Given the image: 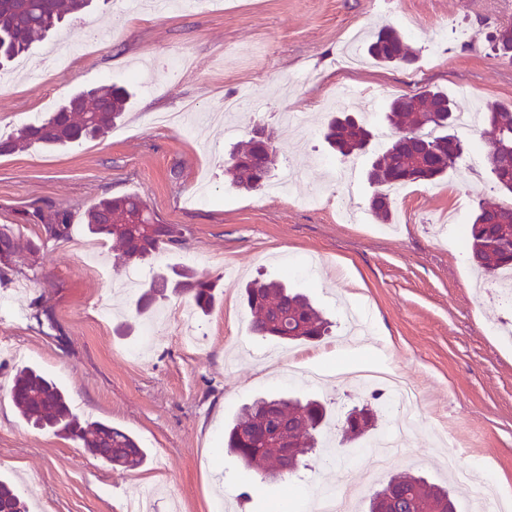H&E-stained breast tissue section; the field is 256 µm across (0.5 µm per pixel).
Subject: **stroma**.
<instances>
[{
  "mask_svg": "<svg viewBox=\"0 0 512 512\" xmlns=\"http://www.w3.org/2000/svg\"><path fill=\"white\" fill-rule=\"evenodd\" d=\"M510 22L512 0H228L221 11L162 13L126 12L107 0L37 43L22 71L0 74V136L83 90L114 84L132 94L122 123L105 137L0 155V225H12L19 244L41 235L18 223L20 212L53 204L74 214L69 240L43 248L35 274L0 276L17 302L0 308V343L17 350L0 357V479L30 512H129L147 489L151 512H217L223 502L229 512H311L321 491L369 483L368 443L314 457L271 489L226 452L224 428L254 398L284 396L323 400L335 414L369 406L388 432L395 411L386 394L351 380L349 370L360 367L391 368L419 392L423 421L402 441L392 472L444 482L451 453L460 470L512 491V336L495 330L512 320V298L476 299L479 277L463 242L478 200L497 194L477 151L480 134L458 131L464 154L456 167L436 183L408 186L393 202V223L372 216L366 178L391 138L386 112L394 98L430 87L464 112L512 104V62L489 42ZM384 24L418 50L414 66L337 65L353 33ZM93 29L109 30L108 40L73 53ZM182 56L192 67L176 75L164 68ZM347 87L356 100L338 104ZM227 97L241 106L224 129L205 116ZM190 104L196 110L185 126L151 122ZM339 110L358 114L373 132L367 153L346 160L325 144L324 118ZM286 111L298 113L304 134L283 129ZM255 122L281 132L275 177L300 170L299 194L328 190L324 204L229 184L224 157ZM127 193L187 230L161 268L219 280L213 309L193 316L200 349L169 323L140 358L130 357L145 324L132 309L149 266L119 265L112 241L103 243L98 268L79 256L77 242L91 238L89 207ZM254 278L309 295L333 322L330 336L287 345L251 335L242 288ZM25 365L61 387L79 415L132 435L146 463L110 467L81 442L27 425L9 395ZM315 365L333 372L332 381H308L304 372Z\"/></svg>",
  "mask_w": 512,
  "mask_h": 512,
  "instance_id": "stroma-1",
  "label": "stroma"
}]
</instances>
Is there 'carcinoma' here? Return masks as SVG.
<instances>
[{
  "label": "carcinoma",
  "mask_w": 512,
  "mask_h": 512,
  "mask_svg": "<svg viewBox=\"0 0 512 512\" xmlns=\"http://www.w3.org/2000/svg\"><path fill=\"white\" fill-rule=\"evenodd\" d=\"M92 0H0V69L27 53L31 45L47 38L69 14L91 6ZM512 44V25H502L492 35V51L512 61L499 43ZM368 56L378 64H412L416 52L393 27H383L367 43ZM128 92L104 85L74 95L48 118L29 124L16 134L0 139V155L31 147H62L81 139L93 140L120 122ZM482 127L488 134L484 165L492 176L498 197L481 199L470 228L468 247L472 261L485 273L499 277L512 272V105L498 101L485 104ZM394 135L367 171L375 186L369 209L383 224L392 219L388 188L407 183H434L454 168L463 154L460 140L449 130L456 126V106L444 92L425 88L395 98L389 107ZM372 131L349 115L329 116L324 139L333 150L349 157L364 151ZM277 135L260 123L252 126L249 139L233 150L224 175L230 184L247 192L267 184L278 160ZM73 215L63 207H34L19 213L18 223L42 227L44 238L23 250L11 227H0V269L17 273L34 269L29 257L47 242L69 239ZM88 231L111 238L119 245L125 267L148 263L152 257L183 244L186 229L166 224L138 194L104 197L86 212ZM216 280L190 269L156 274L136 302L141 315L167 298V291L187 294L201 313L215 301ZM244 299L251 313L250 332L285 342H314L328 332L329 322L309 299L277 281L253 280L246 284ZM12 400L22 420L35 428L82 442L100 461L134 470L147 452L134 437L108 423L82 418L73 412L67 393L31 367L21 368L14 380ZM280 408L282 420L269 426L271 407ZM330 419V410L317 400L258 398L241 407L224 430V448L249 469L263 463L261 481L273 486L307 467L305 457L317 444L315 434ZM375 429L374 419L342 427V438L357 440ZM288 447H283V441ZM393 495L394 512H445L454 500L449 488L429 484L411 475L391 477L381 488ZM0 512H28L17 489L0 481Z\"/></svg>",
  "instance_id": "carcinoma-1"
}]
</instances>
